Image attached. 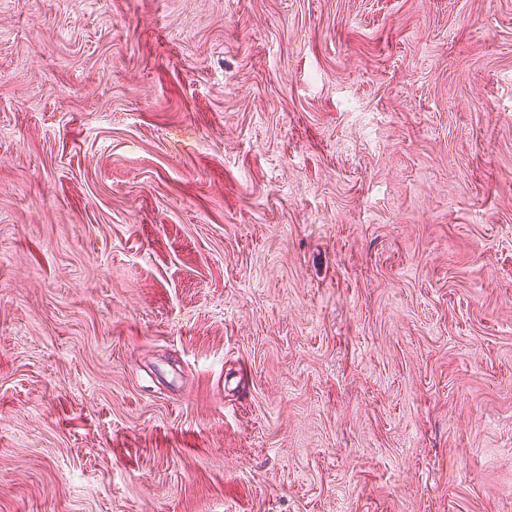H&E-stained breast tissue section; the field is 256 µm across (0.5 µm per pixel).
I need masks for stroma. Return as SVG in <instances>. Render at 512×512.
<instances>
[{"mask_svg": "<svg viewBox=\"0 0 512 512\" xmlns=\"http://www.w3.org/2000/svg\"><path fill=\"white\" fill-rule=\"evenodd\" d=\"M0 512H512V0H0Z\"/></svg>", "mask_w": 512, "mask_h": 512, "instance_id": "stroma-1", "label": "stroma"}]
</instances>
